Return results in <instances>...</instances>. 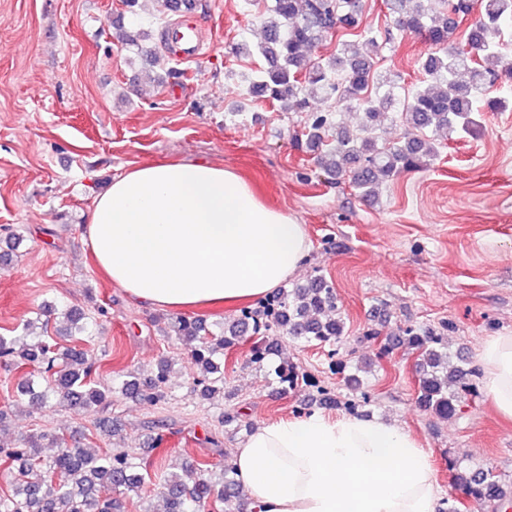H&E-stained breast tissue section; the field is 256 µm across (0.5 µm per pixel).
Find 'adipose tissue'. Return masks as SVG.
Listing matches in <instances>:
<instances>
[{
	"mask_svg": "<svg viewBox=\"0 0 512 512\" xmlns=\"http://www.w3.org/2000/svg\"><path fill=\"white\" fill-rule=\"evenodd\" d=\"M97 265L164 310L264 299L310 250L304 225L205 161L139 166L98 196L86 224ZM483 390L512 419V334L480 351ZM245 512H437L429 451L404 427L320 412L257 426L234 448Z\"/></svg>",
	"mask_w": 512,
	"mask_h": 512,
	"instance_id": "1",
	"label": "adipose tissue"
}]
</instances>
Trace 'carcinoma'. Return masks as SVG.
<instances>
[{"instance_id":"carcinoma-1","label":"carcinoma","mask_w":512,"mask_h":512,"mask_svg":"<svg viewBox=\"0 0 512 512\" xmlns=\"http://www.w3.org/2000/svg\"><path fill=\"white\" fill-rule=\"evenodd\" d=\"M473 1L478 2V17L465 32L468 49L460 50L450 44L456 30L454 16L470 13ZM137 2L124 0L127 12L112 19L121 49L134 55L151 52L146 45L149 33L134 30ZM385 6L395 30L441 46L420 62L426 81L403 102L400 115L406 133L396 143L383 138L384 117L396 105L391 92L394 80L376 68L380 47L394 43L395 30L362 29L361 0H271L260 16L261 41L253 48L244 46L266 63L249 86L251 97L275 102L289 112L308 111L311 96L360 110V122L353 128L336 125L331 111L316 114L302 136L318 152L317 165L329 179L348 177L358 196L370 203L379 200L381 186L396 174L430 164L437 155L431 134L444 132L450 141L464 133L474 135L479 127L476 113L503 112L512 104L505 97L486 96L501 75L512 76V63L498 42L502 25L512 22V0H385ZM333 30L345 36L336 53L308 60L305 51ZM352 36L362 42L350 40ZM337 310L334 288L317 274L279 289L256 308L241 310L239 318L224 324L222 336L214 335L200 319L179 317L168 328L191 346L189 364L197 371L194 390L210 399L224 391L219 360L224 350L243 339L246 325H252L255 335L271 337L252 351L251 362L262 367L283 337L335 345L345 329ZM39 312L58 313L59 335L88 330L85 314L77 308L44 306ZM402 341L419 353L420 401L438 416L454 414L460 402L456 384L461 371L448 367L439 336L410 328ZM0 359L17 369L30 368L18 389L36 405L96 412L110 405L112 386L94 380L95 362L81 349L57 351L47 340L29 343L24 336H0ZM171 372V363L162 359L144 380L132 371L125 373L118 389L156 404L166 397ZM275 373L285 388L299 383L300 374L291 364H278ZM0 462L17 465L8 475L11 493L0 495V512H56L60 507L65 512H116L112 494L137 493L145 487L142 470L147 463L135 462L125 450L99 455L61 445L45 457L41 440L30 437L23 447H0ZM234 471L226 457L217 472L188 464L179 473L160 476L164 512H198L211 499L224 503V512H240L242 492ZM455 484L466 497L484 504L503 502L512 495V486L490 470L472 475L460 471Z\"/></svg>"}]
</instances>
